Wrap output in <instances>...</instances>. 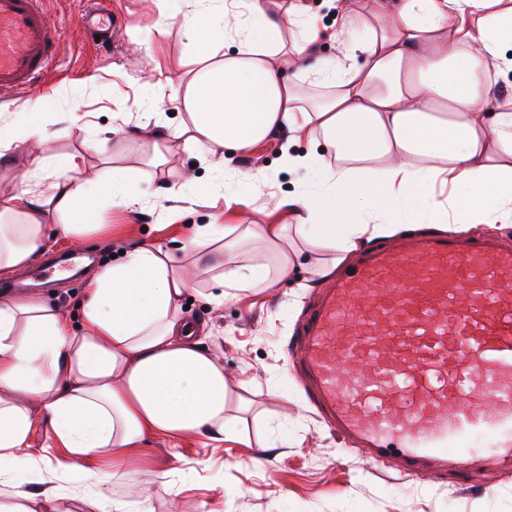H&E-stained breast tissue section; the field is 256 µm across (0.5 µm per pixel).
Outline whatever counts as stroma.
<instances>
[{
    "label": "stroma",
    "instance_id": "35a3bbf8",
    "mask_svg": "<svg viewBox=\"0 0 512 512\" xmlns=\"http://www.w3.org/2000/svg\"><path fill=\"white\" fill-rule=\"evenodd\" d=\"M102 12L119 10L125 27L110 51L94 48L81 24L83 0H43L56 28L59 54L40 90L23 94L0 91V128L13 137L0 154V203L22 189L41 199L52 194L50 180L29 176L30 157L63 163L69 155L84 157L72 177L106 179L113 168L128 171L140 205L108 206L110 243L86 238L82 256L101 264L119 261L121 252L154 243L198 269L186 293L191 305L185 317L200 330L205 348L224 362L235 387L245 388L248 409L229 403L227 427L234 437L211 441L188 435L177 440L146 437L136 460L114 479L111 500L136 502L150 497L155 512H512V469L490 468L466 483L436 470L400 471L382 461L367 460L358 447L311 408L304 381L288 356L311 304L329 284L309 280L306 264L273 292L238 291L211 304L207 274L209 249L192 245L196 225L284 224L275 208L285 194L305 191L299 174L279 165L284 135L257 144L219 167V148L200 149L172 143V162L155 161L154 141L144 125L162 120L177 125L184 115L172 95L197 68L194 50L180 27L186 0H99ZM168 88L157 94L153 76ZM39 121L40 141L23 143L26 126ZM262 169V179L248 173ZM196 181L183 186L184 171ZM245 201L226 210L227 196ZM40 259L15 272L0 274V296L36 295L79 323L85 282L74 278L39 279ZM276 440L273 448L264 447ZM34 474L9 473L0 478V500L47 491L57 512H76L92 490L81 459L61 448L51 427L37 430ZM164 475L150 483L149 473Z\"/></svg>",
    "mask_w": 512,
    "mask_h": 512
}]
</instances>
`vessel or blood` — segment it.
Masks as SVG:
<instances>
[{"mask_svg": "<svg viewBox=\"0 0 512 512\" xmlns=\"http://www.w3.org/2000/svg\"><path fill=\"white\" fill-rule=\"evenodd\" d=\"M120 16L88 4L107 48ZM57 50L42 0H0V91L40 88ZM512 249L453 236L366 252L291 349L309 401L374 459L460 477L512 459ZM352 375L340 372L342 364Z\"/></svg>", "mask_w": 512, "mask_h": 512, "instance_id": "1", "label": "vessel or blood"}]
</instances>
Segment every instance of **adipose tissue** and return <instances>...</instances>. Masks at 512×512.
<instances>
[{
  "label": "adipose tissue",
  "mask_w": 512,
  "mask_h": 512,
  "mask_svg": "<svg viewBox=\"0 0 512 512\" xmlns=\"http://www.w3.org/2000/svg\"><path fill=\"white\" fill-rule=\"evenodd\" d=\"M341 9L348 66L316 57L317 18L295 0H210L183 17L201 68L176 94L185 118L151 129L152 138L231 157L279 131L323 147L282 155L311 184L278 200L289 223L200 227L198 239L231 236L273 260L216 262L210 301L223 303L228 289L268 292L306 252L315 279L404 228L512 223V109L490 107L500 70H512L504 53L512 0H371L367 12L344 0ZM288 24L304 33L293 49L309 61L304 76L325 89L317 101L305 102L299 81L277 64ZM79 166L73 155L53 170L54 208L69 218L56 233L70 239L100 232L82 217L102 187L120 189L124 205L139 202L125 170L104 185L71 179ZM351 207L357 223L336 235L337 215ZM0 211L22 218L0 224V271H8L46 248L47 226L41 201L25 189ZM188 288L174 254L144 244L87 281L80 328L39 298H0V462L32 470L29 439L42 421L78 456L111 449V470L93 471L96 496L83 502L94 512L145 436L223 435L234 392L223 361L183 319Z\"/></svg>",
  "instance_id": "1"
}]
</instances>
